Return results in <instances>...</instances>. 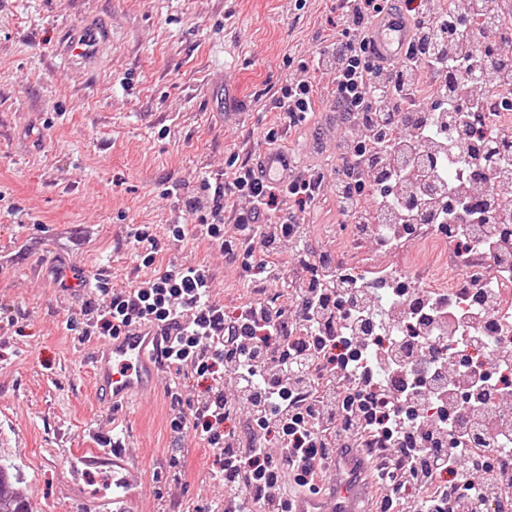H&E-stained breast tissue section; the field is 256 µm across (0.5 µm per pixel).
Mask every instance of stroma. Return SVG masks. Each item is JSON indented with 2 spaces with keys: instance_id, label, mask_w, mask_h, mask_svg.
I'll return each mask as SVG.
<instances>
[{
  "instance_id": "obj_1",
  "label": "stroma",
  "mask_w": 512,
  "mask_h": 512,
  "mask_svg": "<svg viewBox=\"0 0 512 512\" xmlns=\"http://www.w3.org/2000/svg\"><path fill=\"white\" fill-rule=\"evenodd\" d=\"M335 5L0 0V465L34 512H224L211 451L170 430V374L131 411L95 404L82 328L109 300L60 287L54 271L134 285L153 272L129 244L143 226L157 262L207 265L212 303L232 310L258 296L219 246L168 230L190 223L201 174L231 173L233 157L266 149L269 94L306 79L301 62L332 39ZM91 20L110 27L112 43L88 68L60 46ZM309 220L312 245L349 266L406 260L353 245L331 195ZM114 441L121 469L96 457Z\"/></svg>"
}]
</instances>
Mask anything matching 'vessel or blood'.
I'll list each match as a JSON object with an SVG mask.
<instances>
[{"label": "vessel or blood", "instance_id": "obj_1", "mask_svg": "<svg viewBox=\"0 0 512 512\" xmlns=\"http://www.w3.org/2000/svg\"><path fill=\"white\" fill-rule=\"evenodd\" d=\"M412 37V24L404 14L391 12L375 20L370 29L373 48L383 63L398 59ZM109 34L105 27L90 24L73 33L65 52L83 62H95L107 50ZM265 180L284 181L288 170L276 153L261 154ZM163 338L154 325L123 330L96 343L90 357L93 397L105 410L127 406L154 393L162 371ZM363 467L360 456L351 454L336 465V488L328 496L300 498L295 512H359L365 494L359 480Z\"/></svg>", "mask_w": 512, "mask_h": 512}]
</instances>
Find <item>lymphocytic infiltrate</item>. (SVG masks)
Masks as SVG:
<instances>
[{"mask_svg": "<svg viewBox=\"0 0 512 512\" xmlns=\"http://www.w3.org/2000/svg\"><path fill=\"white\" fill-rule=\"evenodd\" d=\"M439 0H337L329 24L336 38L307 67L334 74V110L344 129L332 170L294 166L287 182L265 181L258 160L230 178L206 174L195 222L175 224L173 240L193 236L218 245L266 288H290L287 304L257 300L227 312L210 303L205 265L156 266L148 231L130 244L154 273L121 292L96 277L109 309L89 319L85 337H111L154 323L166 340L164 365L175 376L207 379L204 397L170 387V429L193 433L219 467L224 512H294V496L317 494L339 452L361 450L374 484L387 493L380 512H496L512 494V350L477 331L476 308L442 301L425 309L403 289L390 315L363 281L347 277L336 256L312 248L306 209L324 193L357 224H432L448 230L456 250L488 251L497 273L512 279V237L487 231L470 203L473 142L486 141V101L468 89L512 75V47L495 17L471 30ZM404 9L413 37L396 63L379 64L367 33L386 10ZM272 108L301 129L317 112L314 79L276 89ZM471 135L449 137L450 115ZM468 186L449 195V181ZM373 196L365 205V196ZM244 207L229 209V198ZM232 223L234 233L224 231ZM294 269L285 272L282 255ZM490 351L491 366L474 363ZM245 415L241 443L229 419ZM278 453H271L270 443Z\"/></svg>", "mask_w": 512, "mask_h": 512, "instance_id": "f902f5d3", "label": "lymphocytic infiltrate"}]
</instances>
